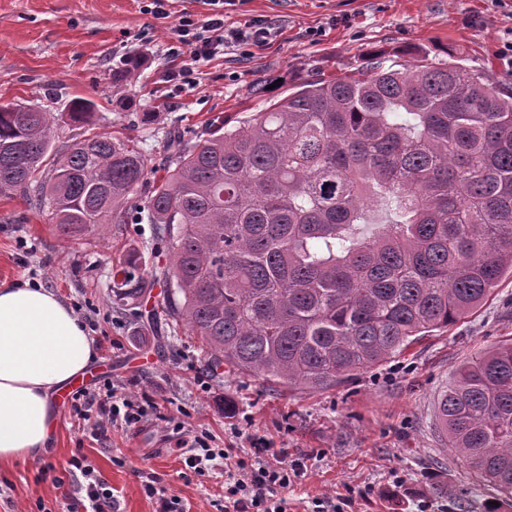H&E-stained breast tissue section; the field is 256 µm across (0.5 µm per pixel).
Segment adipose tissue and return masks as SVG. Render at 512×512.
Returning <instances> with one entry per match:
<instances>
[{"label": "adipose tissue", "mask_w": 512, "mask_h": 512, "mask_svg": "<svg viewBox=\"0 0 512 512\" xmlns=\"http://www.w3.org/2000/svg\"><path fill=\"white\" fill-rule=\"evenodd\" d=\"M95 356L85 325L54 293L0 284V467L48 455L55 395Z\"/></svg>", "instance_id": "ef3b65f1"}]
</instances>
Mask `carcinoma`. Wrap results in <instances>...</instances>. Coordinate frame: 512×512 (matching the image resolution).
I'll use <instances>...</instances> for the list:
<instances>
[{"label": "carcinoma", "instance_id": "obj_1", "mask_svg": "<svg viewBox=\"0 0 512 512\" xmlns=\"http://www.w3.org/2000/svg\"><path fill=\"white\" fill-rule=\"evenodd\" d=\"M69 124L95 120L72 100ZM50 114L0 106V196L21 194L80 239L106 217L152 225L167 257L162 311L211 369L332 390L481 307L512 277V92L454 62L410 68L374 51L230 128L170 144L164 175L138 143L55 146ZM132 248L114 303L153 283ZM450 447L512 506V342L476 353L439 404Z\"/></svg>", "mask_w": 512, "mask_h": 512}]
</instances>
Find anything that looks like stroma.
I'll use <instances>...</instances> for the list:
<instances>
[{
	"mask_svg": "<svg viewBox=\"0 0 512 512\" xmlns=\"http://www.w3.org/2000/svg\"><path fill=\"white\" fill-rule=\"evenodd\" d=\"M141 0H0V105L28 101L60 115L72 99L92 100L101 133L119 132L151 150L162 170L171 131L203 135L221 116L239 124L269 99L316 77L352 75L382 51L402 64L422 55L453 60L512 90L502 56L512 39V0H229L224 21L256 17L279 28L268 46L243 55L228 46L197 62L195 84L168 80L182 59L167 54L179 17L207 15L203 0H167V18L143 13ZM141 66L122 71L128 57ZM155 113L142 124V113ZM148 224H108L75 241L22 195L0 197V283L40 285L65 301L96 343L95 387L147 395L143 422L99 440L86 437L72 407L61 410L45 463L0 468V512H65L77 498L64 476L75 453L87 457L119 501L120 512H154L143 490L153 474L192 512H224L215 481L184 473L177 443L184 430L206 433L218 448L249 451L266 442L302 459L288 491L290 512H311L335 494L342 512H484L490 488L475 482L449 448L438 418L441 397L475 352L512 340V278L459 322L433 331L345 387L290 390L248 375L211 371L195 337L165 321L147 322L112 301V266L143 252L145 275L166 259L146 251ZM236 402L224 411L225 397ZM65 483L52 488L51 479ZM450 485L452 495L438 493Z\"/></svg>",
	"mask_w": 512,
	"mask_h": 512,
	"instance_id": "1",
	"label": "stroma"
}]
</instances>
